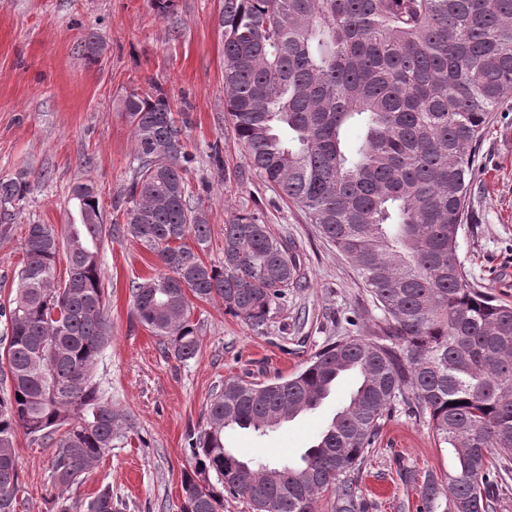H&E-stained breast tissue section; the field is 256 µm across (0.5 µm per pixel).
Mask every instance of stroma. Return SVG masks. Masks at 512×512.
<instances>
[{"mask_svg": "<svg viewBox=\"0 0 512 512\" xmlns=\"http://www.w3.org/2000/svg\"><path fill=\"white\" fill-rule=\"evenodd\" d=\"M221 6L222 0H177L176 12L161 16L150 0H0V176L23 173L31 184L23 205L0 216V306L13 295L28 225L66 224L73 184L94 183L107 222L124 223L135 141L119 102L151 81L191 115L188 142L196 161L190 187L203 201L210 229L207 260L222 259L224 226L245 208L287 241L306 282L289 291L259 331L225 314L221 302H195L200 354L180 363L133 314L130 285L156 274L155 255L129 237L106 240L101 265L112 339L93 377L113 406L134 415L136 429L66 492L69 500L88 501L107 486L122 512H178L187 433L203 425L205 405L225 378L289 377L328 340L370 337L380 318L354 267L316 225L246 175L245 149L224 112ZM89 31L105 46L94 64L81 48ZM215 144L220 171L210 159ZM476 167L457 254L475 286L512 304V96L495 113ZM357 385V375H344L317 409L264 436L226 430L225 444L247 459H298ZM16 453L17 512H57L53 448L21 436ZM402 463L440 477L455 458L437 446L427 420L398 409L384 419L364 469L361 489L372 512H415L420 487L401 483Z\"/></svg>", "mask_w": 512, "mask_h": 512, "instance_id": "35a3bbf8", "label": "stroma"}]
</instances>
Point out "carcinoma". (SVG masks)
I'll list each match as a JSON object with an SVG mask.
<instances>
[{"instance_id": "carcinoma-1", "label": "carcinoma", "mask_w": 512, "mask_h": 512, "mask_svg": "<svg viewBox=\"0 0 512 512\" xmlns=\"http://www.w3.org/2000/svg\"><path fill=\"white\" fill-rule=\"evenodd\" d=\"M219 24L224 109L248 172L352 263L381 325L371 338L325 344L288 378L224 379L205 424L187 436L179 512H223L226 497L252 512H314L324 492L334 512H370L362 468L398 406L427 418L457 460L444 479L423 482L416 512H496L495 489L512 480V305L471 285L457 240L477 149L512 95V0H223ZM83 51L98 61L95 33ZM121 111L136 144L126 223L107 226L94 186L77 183L68 197L76 217L63 231L28 225L0 351L10 381L0 394V512L17 505L19 434L56 448L52 477L66 490L134 428L92 378L112 338L107 236L128 235L156 255L159 273L132 282L133 314L181 363L199 351L193 301L219 299L259 331L302 287L287 245L246 209L224 225V258L203 259L209 226L189 186L187 117L154 84L126 93ZM351 128L359 139L350 147ZM29 191L23 174L0 177V211ZM347 373L358 374L356 390L298 460L239 467L226 429L271 431L320 406ZM81 507L122 510L106 487Z\"/></svg>"}]
</instances>
